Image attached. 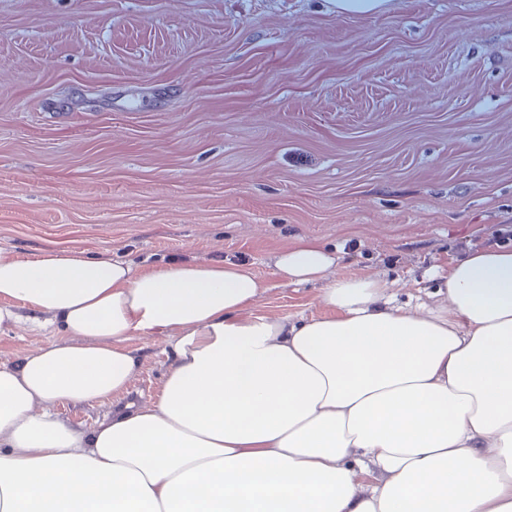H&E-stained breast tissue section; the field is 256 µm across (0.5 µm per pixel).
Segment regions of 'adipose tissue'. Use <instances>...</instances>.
<instances>
[{
	"mask_svg": "<svg viewBox=\"0 0 512 512\" xmlns=\"http://www.w3.org/2000/svg\"><path fill=\"white\" fill-rule=\"evenodd\" d=\"M336 260L275 253L320 288L324 314L292 318L221 259L0 251V333L59 335L0 363V512H512V248L455 261L435 307ZM158 336L161 390L125 402L131 342ZM104 400L88 432L57 413Z\"/></svg>",
	"mask_w": 512,
	"mask_h": 512,
	"instance_id": "1",
	"label": "adipose tissue"
}]
</instances>
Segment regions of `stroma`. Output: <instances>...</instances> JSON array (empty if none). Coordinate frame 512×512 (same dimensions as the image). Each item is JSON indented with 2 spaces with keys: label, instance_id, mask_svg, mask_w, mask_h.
<instances>
[{
  "label": "stroma",
  "instance_id": "1",
  "mask_svg": "<svg viewBox=\"0 0 512 512\" xmlns=\"http://www.w3.org/2000/svg\"><path fill=\"white\" fill-rule=\"evenodd\" d=\"M299 238L401 305L512 246V0H0L1 249L224 259L257 313L319 315L271 263ZM55 340L1 333L0 362ZM142 347L138 405L169 364ZM336 15L351 12H375L387 8L390 0H326Z\"/></svg>",
  "mask_w": 512,
  "mask_h": 512
}]
</instances>
